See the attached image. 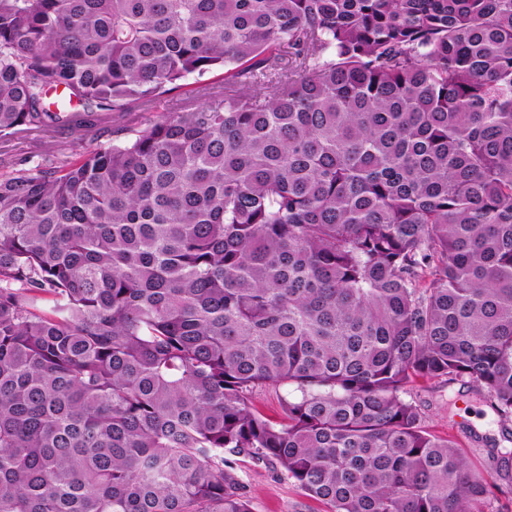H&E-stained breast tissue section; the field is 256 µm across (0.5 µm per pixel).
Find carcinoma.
<instances>
[{"instance_id":"1","label":"carcinoma","mask_w":512,"mask_h":512,"mask_svg":"<svg viewBox=\"0 0 512 512\" xmlns=\"http://www.w3.org/2000/svg\"><path fill=\"white\" fill-rule=\"evenodd\" d=\"M0 512H498L413 380L512 419V0H0ZM287 388L271 421L251 399ZM186 82L192 83V87L202 86L206 87L207 90L192 99L172 94L169 98L174 97L173 101L162 102L153 109H145L134 104L130 106L127 112H105L102 115V121L92 128H52L49 130L24 128L16 130L13 134L0 136V159L3 163H12L23 158H30L37 162L41 158H48L66 152L65 148L73 140H82L87 144L107 145L112 143V137L106 133L107 129L110 130L116 126L143 128L156 120L160 112H179L190 105L195 106L202 102H210L224 97V85L221 83L219 72L207 73L202 77L194 75ZM240 459L236 474L251 512H323L326 509L289 480L279 466Z\"/></svg>"}]
</instances>
